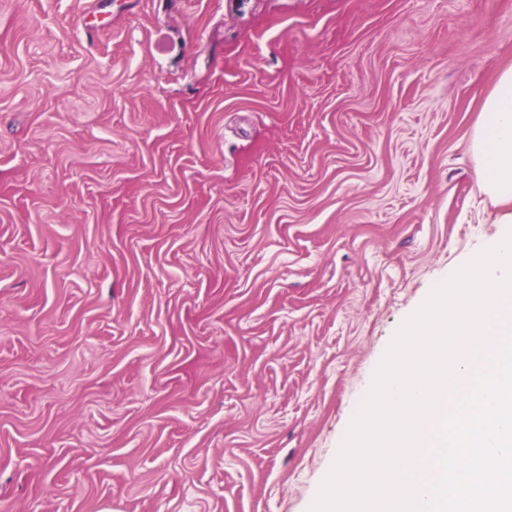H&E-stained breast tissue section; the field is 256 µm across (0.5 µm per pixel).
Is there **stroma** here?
Segmentation results:
<instances>
[{
    "label": "stroma",
    "mask_w": 512,
    "mask_h": 512,
    "mask_svg": "<svg viewBox=\"0 0 512 512\" xmlns=\"http://www.w3.org/2000/svg\"><path fill=\"white\" fill-rule=\"evenodd\" d=\"M510 67L512 0H0V512H307Z\"/></svg>",
    "instance_id": "35a3bbf8"
}]
</instances>
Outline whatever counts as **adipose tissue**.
<instances>
[{
	"instance_id": "obj_1",
	"label": "adipose tissue",
	"mask_w": 512,
	"mask_h": 512,
	"mask_svg": "<svg viewBox=\"0 0 512 512\" xmlns=\"http://www.w3.org/2000/svg\"><path fill=\"white\" fill-rule=\"evenodd\" d=\"M482 181L493 199L512 203V68L504 71L486 100L471 137Z\"/></svg>"
}]
</instances>
